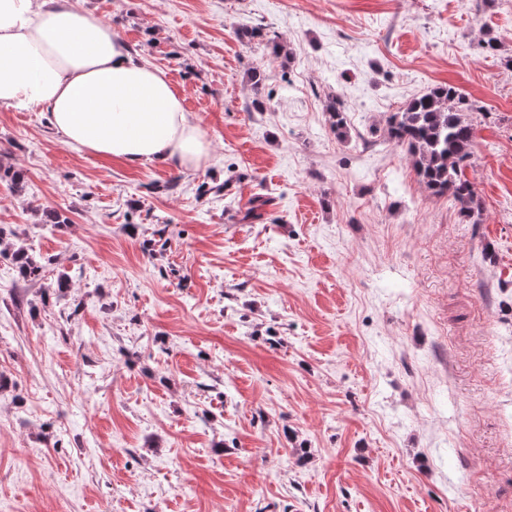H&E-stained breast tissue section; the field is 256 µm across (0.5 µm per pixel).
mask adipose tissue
<instances>
[{"instance_id":"adipose-tissue-1","label":"adipose tissue","mask_w":512,"mask_h":512,"mask_svg":"<svg viewBox=\"0 0 512 512\" xmlns=\"http://www.w3.org/2000/svg\"><path fill=\"white\" fill-rule=\"evenodd\" d=\"M0 104L40 108L71 145L197 168L209 144L166 72L82 0H0Z\"/></svg>"}]
</instances>
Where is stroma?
Instances as JSON below:
<instances>
[{
  "label": "stroma",
  "mask_w": 512,
  "mask_h": 512,
  "mask_svg": "<svg viewBox=\"0 0 512 512\" xmlns=\"http://www.w3.org/2000/svg\"><path fill=\"white\" fill-rule=\"evenodd\" d=\"M85 5L209 155L107 159L0 105V243L49 261L0 255V512H512V0ZM436 84L484 108L475 223L387 136ZM11 257L23 277L32 281H41L45 278L46 263L30 254L26 248H16Z\"/></svg>",
  "instance_id": "35a3bbf8"
}]
</instances>
